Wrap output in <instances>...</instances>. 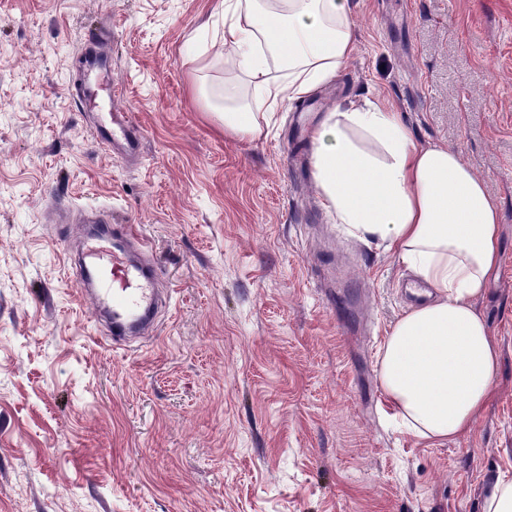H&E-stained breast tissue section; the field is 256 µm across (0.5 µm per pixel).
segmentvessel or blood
I'll use <instances>...</instances> for the list:
<instances>
[{
  "label": "vessel or blood",
  "instance_id": "1",
  "mask_svg": "<svg viewBox=\"0 0 512 512\" xmlns=\"http://www.w3.org/2000/svg\"><path fill=\"white\" fill-rule=\"evenodd\" d=\"M91 71L82 82V107L106 105L108 118L99 123L96 136L104 144L136 155L141 135L119 103L120 93L113 86L108 69L97 54H90ZM147 250L144 237L132 224H110L94 236L82 256L86 295L96 313L111 317L107 340L122 345L138 326L153 320L161 300L157 288L158 271L134 262L128 246Z\"/></svg>",
  "mask_w": 512,
  "mask_h": 512
}]
</instances>
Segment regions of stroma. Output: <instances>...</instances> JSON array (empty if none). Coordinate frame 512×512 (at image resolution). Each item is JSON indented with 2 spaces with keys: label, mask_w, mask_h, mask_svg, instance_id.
Here are the masks:
<instances>
[{
  "label": "stroma",
  "mask_w": 512,
  "mask_h": 512,
  "mask_svg": "<svg viewBox=\"0 0 512 512\" xmlns=\"http://www.w3.org/2000/svg\"><path fill=\"white\" fill-rule=\"evenodd\" d=\"M351 2L336 78L242 140L212 112L246 85L221 0H0V512H482L512 471V0ZM101 30L132 159L78 101ZM352 100L457 151L500 207L492 397L442 445L395 427L377 376L410 271L293 170ZM98 215L138 227L171 296L124 349L74 264Z\"/></svg>",
  "instance_id": "obj_1"
}]
</instances>
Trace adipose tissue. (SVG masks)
<instances>
[{"label": "adipose tissue", "instance_id": "obj_1", "mask_svg": "<svg viewBox=\"0 0 512 512\" xmlns=\"http://www.w3.org/2000/svg\"><path fill=\"white\" fill-rule=\"evenodd\" d=\"M223 6L220 43L247 78L223 113L225 132L237 138H259L283 103L333 80L354 50L348 0ZM313 141L315 182L335 222L395 252L433 290L396 321L380 350L378 379L398 424L435 444L456 439L483 412L500 359L475 308L500 264L498 205L457 152L417 146L380 103L337 105Z\"/></svg>", "mask_w": 512, "mask_h": 512}]
</instances>
